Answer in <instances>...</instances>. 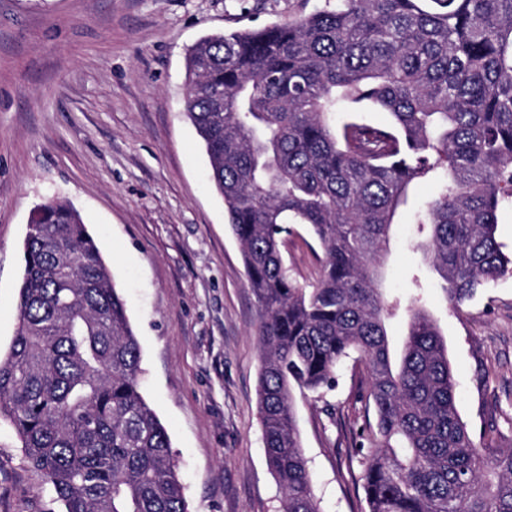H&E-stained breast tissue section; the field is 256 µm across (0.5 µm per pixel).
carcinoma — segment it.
Wrapping results in <instances>:
<instances>
[{
	"mask_svg": "<svg viewBox=\"0 0 512 512\" xmlns=\"http://www.w3.org/2000/svg\"><path fill=\"white\" fill-rule=\"evenodd\" d=\"M184 112L208 155L258 307V404L280 512H319L294 393L335 388L357 352L376 415L368 512H512V447L461 420L448 351L422 298L382 288L411 191L416 246L453 306L512 274L496 241L512 207V0H335L286 23L212 34L188 51ZM366 106L387 126L336 113ZM323 250L301 284L290 225ZM408 317L400 360L387 321ZM141 351L80 213L38 205L18 325L0 358V420L65 512H186L166 429L140 392Z\"/></svg>",
	"mask_w": 512,
	"mask_h": 512,
	"instance_id": "carcinoma-1",
	"label": "carcinoma"
}]
</instances>
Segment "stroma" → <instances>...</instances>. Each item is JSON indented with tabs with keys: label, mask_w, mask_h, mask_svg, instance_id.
<instances>
[{
	"label": "stroma",
	"mask_w": 512,
	"mask_h": 512,
	"mask_svg": "<svg viewBox=\"0 0 512 512\" xmlns=\"http://www.w3.org/2000/svg\"><path fill=\"white\" fill-rule=\"evenodd\" d=\"M325 0H0V356L18 322L29 216L75 207L141 346L140 391L170 437L187 512H279L258 408L259 314L209 160L184 112L186 51L218 32L282 23ZM417 185L390 243L385 286L421 291L448 347L458 412L512 446V276L451 306L413 245ZM285 257L299 282L323 252L303 226ZM353 360L296 395L321 512H364L354 440L375 422ZM0 512H64L0 423Z\"/></svg>",
	"instance_id": "obj_1"
}]
</instances>
